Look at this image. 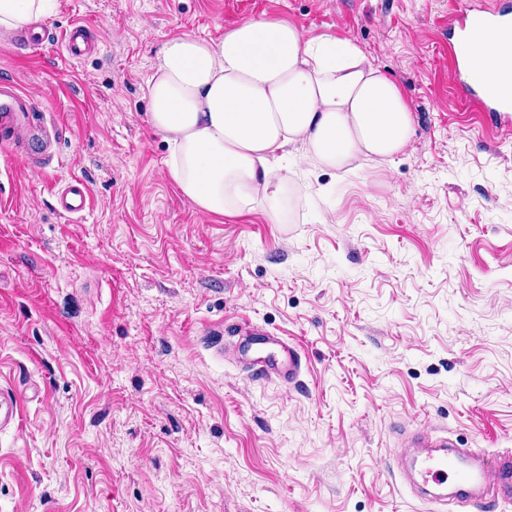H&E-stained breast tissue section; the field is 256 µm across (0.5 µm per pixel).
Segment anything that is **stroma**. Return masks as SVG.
I'll return each mask as SVG.
<instances>
[{
    "mask_svg": "<svg viewBox=\"0 0 512 512\" xmlns=\"http://www.w3.org/2000/svg\"><path fill=\"white\" fill-rule=\"evenodd\" d=\"M53 0L0 82L58 128L43 170L0 141V512H512L436 504L397 454L414 430L512 449V133L458 103V0ZM358 42L413 107L393 160H288L285 215L200 212L169 178L147 84L173 36L260 16ZM90 27L96 53L61 35ZM88 181L77 222L55 193ZM296 383L238 360L259 331ZM87 26L81 22L72 23L62 34L65 51L71 58H81L89 51ZM267 343L271 347L264 356L248 358L243 355L250 371L260 375L277 374L284 379L288 378V382H296L302 370V360L297 349L274 337L268 336Z\"/></svg>",
    "mask_w": 512,
    "mask_h": 512,
    "instance_id": "stroma-1",
    "label": "stroma"
}]
</instances>
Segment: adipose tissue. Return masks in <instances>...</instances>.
Returning <instances> with one entry per match:
<instances>
[{"mask_svg":"<svg viewBox=\"0 0 512 512\" xmlns=\"http://www.w3.org/2000/svg\"><path fill=\"white\" fill-rule=\"evenodd\" d=\"M52 0H0V29L47 16ZM148 116L170 154L169 177L201 212L230 215L254 199L280 207V161L343 167L391 158L410 142L402 89L353 40L309 37L288 20L250 19L222 40H167L148 82Z\"/></svg>","mask_w":512,"mask_h":512,"instance_id":"obj_1","label":"adipose tissue"}]
</instances>
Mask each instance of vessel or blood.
Listing matches in <instances>:
<instances>
[{
  "label": "vessel or blood",
  "instance_id": "1",
  "mask_svg": "<svg viewBox=\"0 0 512 512\" xmlns=\"http://www.w3.org/2000/svg\"><path fill=\"white\" fill-rule=\"evenodd\" d=\"M449 25L452 43L448 50V63L464 76V94L460 99L462 108L512 118V63H499L491 71L474 63L469 53L470 48L512 27V21L499 9L497 0H467L452 13ZM62 43L69 57L78 59L84 56L89 50L86 25L72 23L63 32ZM32 109V104L17 86L9 82L0 84V132H14L20 112ZM89 198L86 182L78 177L71 178L57 194L59 210L68 215L82 214L89 207ZM269 344L265 355L247 359L250 371L297 381L302 370L297 349L274 337L270 338ZM412 444L416 452L406 473L410 484L448 483L459 500L475 497L478 488L483 486L485 469L490 464L484 452L468 448L450 453L446 450L447 440L433 441L420 434L415 436ZM491 464L498 472L494 497L512 500V457L500 455Z\"/></svg>",
  "mask_w": 512,
  "mask_h": 512
}]
</instances>
